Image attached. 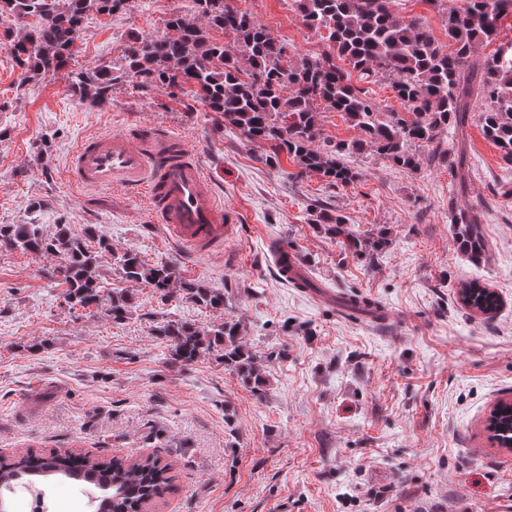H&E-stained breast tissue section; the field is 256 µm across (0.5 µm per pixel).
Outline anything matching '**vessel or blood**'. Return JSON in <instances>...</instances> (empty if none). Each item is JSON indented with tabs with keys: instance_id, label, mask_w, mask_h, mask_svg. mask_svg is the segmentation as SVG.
Instances as JSON below:
<instances>
[{
	"instance_id": "obj_1",
	"label": "vessel or blood",
	"mask_w": 512,
	"mask_h": 512,
	"mask_svg": "<svg viewBox=\"0 0 512 512\" xmlns=\"http://www.w3.org/2000/svg\"><path fill=\"white\" fill-rule=\"evenodd\" d=\"M71 173L81 188L143 194L173 241L192 248L224 241L228 212L197 159L162 129L136 126L85 141L72 155Z\"/></svg>"
}]
</instances>
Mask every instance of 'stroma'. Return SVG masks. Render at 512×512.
<instances>
[{
  "mask_svg": "<svg viewBox=\"0 0 512 512\" xmlns=\"http://www.w3.org/2000/svg\"><path fill=\"white\" fill-rule=\"evenodd\" d=\"M461 0H390L443 36ZM292 54L320 55L328 43L307 28L293 0H234ZM201 17L195 0H129L112 15L88 14L74 68L120 66L133 33L160 34L171 14ZM23 27L0 14V224L95 225L113 246L152 264H174L183 280L223 291L224 310L182 295L161 298L121 279L109 256L97 275L134 297L128 318L70 308L47 278L53 255L0 251V453L106 459L152 456L171 467L170 490L154 512H512V450L484 429L493 403L512 396V166L478 120L442 146L464 152L465 192L452 166L419 148L415 171L372 150L348 156L360 174L335 188L292 162L265 164L269 144L239 139L190 92L141 93L121 84L110 104L72 96L66 72L22 82L8 45ZM159 124L179 137L210 175L234 216L222 250L174 244L138 197L77 188L69 177L77 143ZM342 215L359 234L385 231L367 261L311 222L313 205ZM468 211L489 254L471 263L454 242L452 215ZM292 247L302 291L274 266ZM493 289V318L464 308L463 282ZM355 291L380 310L347 315L319 292ZM240 319L245 343L268 377L256 395L215 355L168 364L156 333L167 320L209 329ZM52 512H86L96 491L54 478L41 484Z\"/></svg>",
  "mask_w": 512,
  "mask_h": 512,
  "instance_id": "stroma-1",
  "label": "stroma"
}]
</instances>
